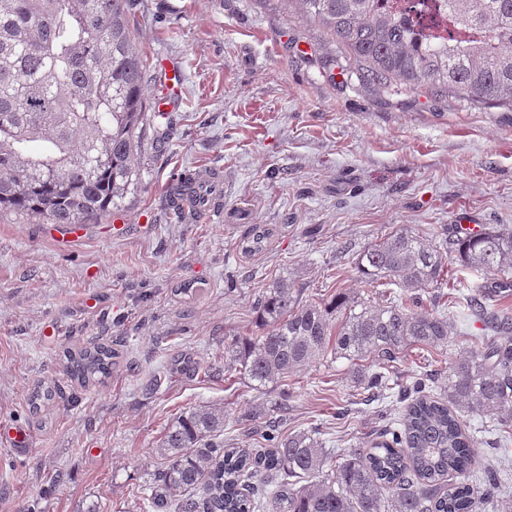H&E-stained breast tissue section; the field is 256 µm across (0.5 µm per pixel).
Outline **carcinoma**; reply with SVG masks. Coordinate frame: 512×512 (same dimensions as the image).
<instances>
[{
    "label": "carcinoma",
    "mask_w": 512,
    "mask_h": 512,
    "mask_svg": "<svg viewBox=\"0 0 512 512\" xmlns=\"http://www.w3.org/2000/svg\"><path fill=\"white\" fill-rule=\"evenodd\" d=\"M321 25L381 89L461 95L512 105V0H447L448 37L419 25L399 0H283ZM129 0H0V210L36 214L49 224H94L137 184L146 65L127 19ZM273 235L253 224L242 254L266 250ZM483 275L465 298L489 337L448 366L439 394L418 377L399 399L403 418L370 448L336 461L310 432L284 436L266 425L270 448L224 447V408L201 406L167 428L149 507L158 512H512L497 469L480 472L476 436L462 414L493 417L512 434V313L489 304L512 295V227L485 224L476 234L427 243L402 229L365 247L358 276L406 291L438 285L448 255ZM259 336H236L224 354L262 390L331 351L351 362L372 358L378 371H354L372 397L394 390L388 364L412 346L448 345V318L402 301L303 304L287 278L256 305ZM341 314V321L332 317ZM84 386L112 373L108 343L64 354ZM54 398L41 384L38 412ZM306 483L301 485L299 480ZM454 480L448 485V480Z\"/></svg>",
    "instance_id": "obj_1"
}]
</instances>
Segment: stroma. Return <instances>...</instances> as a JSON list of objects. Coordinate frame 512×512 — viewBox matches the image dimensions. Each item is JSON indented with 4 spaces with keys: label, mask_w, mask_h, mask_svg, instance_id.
I'll list each match as a JSON object with an SVG mask.
<instances>
[{
    "label": "stroma",
    "mask_w": 512,
    "mask_h": 512,
    "mask_svg": "<svg viewBox=\"0 0 512 512\" xmlns=\"http://www.w3.org/2000/svg\"><path fill=\"white\" fill-rule=\"evenodd\" d=\"M128 23L146 59L140 184L96 224L0 212V427L31 437L20 455L0 444V512H144L160 439L204 405L223 407L228 448L264 447L248 419L260 411L282 434L365 449L400 417L397 397L358 394L352 364L330 353L258 391L225 361V341L259 335L257 300L279 277L306 303L386 300L354 268L370 243L403 228L430 241L463 215L512 226V106L378 89L282 0H131ZM203 170L223 177L222 214L178 216L175 179ZM253 224L275 234L245 256ZM478 281L449 260L421 295L450 315L448 345L399 354L394 380L447 371L481 346L483 322L460 306ZM92 343L119 358L84 389L63 350ZM39 382L55 397L36 414ZM463 423L512 499L492 420Z\"/></svg>",
    "instance_id": "35a3bbf8"
}]
</instances>
